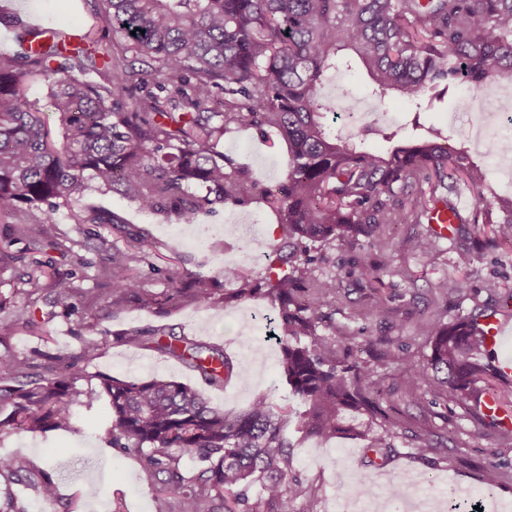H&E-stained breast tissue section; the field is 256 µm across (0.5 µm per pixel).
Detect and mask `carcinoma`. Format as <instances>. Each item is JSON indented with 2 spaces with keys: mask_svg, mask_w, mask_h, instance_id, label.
Here are the masks:
<instances>
[{
  "mask_svg": "<svg viewBox=\"0 0 512 512\" xmlns=\"http://www.w3.org/2000/svg\"><path fill=\"white\" fill-rule=\"evenodd\" d=\"M101 31L119 37L101 47L71 51L54 40L18 56L0 54V223L9 236L26 238L31 224L52 249L60 243L47 224L61 207L79 226H112L113 239L94 231L92 262L73 253V265L95 269L110 286L102 309L116 312L135 300L158 299L134 273L146 259L147 243L115 212L72 208L89 187L118 194L147 212L193 224L205 210L227 200L249 201L254 187L245 171L217 150L227 132L269 127L288 143L282 192L268 200L288 236V257L266 267L265 294L278 309L274 338L282 372L302 411L256 399L243 412L210 406L204 394L164 379L101 378L82 390L79 368L58 359L49 377L17 390L0 384V430L37 433L74 429L75 407L104 402L105 443L135 454L158 484L157 512H288L302 494L288 452V424L298 432L330 439L350 431L347 412L388 417L374 368L336 361V337L320 330L326 300L336 280H318L312 264L335 242L355 246L386 224H420L436 203L453 209L448 196L465 186L476 191L472 210L457 223L493 224L494 234L512 243V202L503 206L485 192V174L463 148L445 147L442 130L424 128L418 114L433 110L466 87L479 90L503 73L512 74V0H99ZM347 51L366 69L380 101L392 95L415 106L413 132L385 134V150L346 141L325 121L331 110L319 90ZM47 82L59 116L55 140L40 112L27 101L24 78ZM17 277L28 297L44 292L54 306L76 312L77 271L46 274L43 263ZM239 288L224 300L255 294L239 268L224 269ZM171 290L207 304L215 295L202 277L169 271ZM468 315L450 323L425 322L430 355L401 358L419 387L438 379L446 394L474 407L485 394L478 383L489 375L491 354L479 325ZM41 332L34 312L23 306L0 321V342L20 333ZM128 348L150 350L179 361L209 386L222 387L234 374L224 347L198 343L164 328L129 330L117 337ZM29 364L0 355V381L28 376ZM367 448L382 456L393 447L388 430L366 427ZM416 455L441 453L428 435ZM0 478L16 490L0 512H27L20 494L31 490L45 503L58 500L50 467L17 457L0 458Z\"/></svg>",
  "mask_w": 512,
  "mask_h": 512,
  "instance_id": "carcinoma-1",
  "label": "carcinoma"
}]
</instances>
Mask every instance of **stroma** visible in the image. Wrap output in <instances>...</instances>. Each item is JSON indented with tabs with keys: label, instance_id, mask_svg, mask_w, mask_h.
<instances>
[{
	"label": "stroma",
	"instance_id": "1",
	"mask_svg": "<svg viewBox=\"0 0 512 512\" xmlns=\"http://www.w3.org/2000/svg\"><path fill=\"white\" fill-rule=\"evenodd\" d=\"M13 10L24 20L38 17L44 28L66 37L86 35L95 23L94 0H13ZM341 85L349 90L344 105L378 111L379 125L400 135L410 133L416 116L423 123L447 127L452 141L468 146L472 159L484 163L489 183L500 194H512V150L493 155L486 152L491 141L512 142V129L492 123L483 107L489 98L493 108L512 109V88L491 84L479 91L461 90L434 111L418 115L413 104L402 97L391 96L376 104L369 79L359 67L333 74L325 95L336 97ZM220 149L244 168L259 193L246 204L215 206L201 214L197 223L181 224L171 216L141 212L121 196L93 187L79 200L83 206L119 213L151 243L148 262L138 264L136 270L156 294L157 305L147 309L133 303L118 315L102 317L100 347L88 357L79 314H66L43 300L35 305L34 317L48 332V340L20 334L0 344V355L24 358L34 372L42 374L48 373L54 357L76 360L81 369L76 384L84 390L97 388L104 376L127 381L162 378L202 390L212 406L227 411L246 409L259 397L279 405L291 401L281 371V349L266 335V325L276 314L267 295L259 293L228 305L218 297L199 305L185 297L170 298V284L163 275L174 255L178 258L174 264L181 271L208 277L216 288L230 292L235 285L225 281V266L241 267L257 284L263 280L266 264L250 261L249 252L288 248L265 197L266 191L286 177V143L273 131L243 128L226 133ZM228 225L233 227V235H225ZM431 232L427 224H391L356 247L339 243L325 250L323 260L314 266V275L336 281V293L323 312L339 344L337 361L370 365L386 349L398 356L408 351L423 360L429 349L419 332L422 321L451 322L476 309L496 313L487 285L495 282L501 292L512 291V244L495 239L492 225L459 224L449 237L435 238L430 253L397 247L400 240ZM369 266L380 280L374 294L362 276ZM461 281L466 284L464 291L445 293L440 289L441 284L452 286ZM377 298L391 308L390 317L373 315L372 303ZM160 327L201 343L224 345L240 365L238 375L224 387L213 388L181 363L153 351L129 349L117 341L131 329ZM374 380L383 391L384 407L391 409L395 420L394 449L386 458L385 469L371 465L366 443L356 434L320 443L288 429L295 476L306 490L292 502L293 512H337L345 495L355 494L362 482L386 502L389 512H394L396 505L388 489L396 482L406 484L411 500L476 492L512 512V436L504 437L489 428L482 437H473L478 424L474 410L464 401L448 397L436 384H424L420 400H412L401 367L392 365L378 371ZM103 416V408L82 406L72 431L0 433V457H21L38 465L48 462L54 468L58 501L49 505L27 494L23 500L27 512H64L65 504L73 500L79 503L78 512H111L117 499L123 500L126 512H155L154 486L138 459L106 447L99 428ZM426 433L445 450L430 462L412 453L417 437ZM492 462L498 464L500 478L488 486L483 472ZM89 485L98 488V495L84 496Z\"/></svg>",
	"mask_w": 512,
	"mask_h": 512
}]
</instances>
